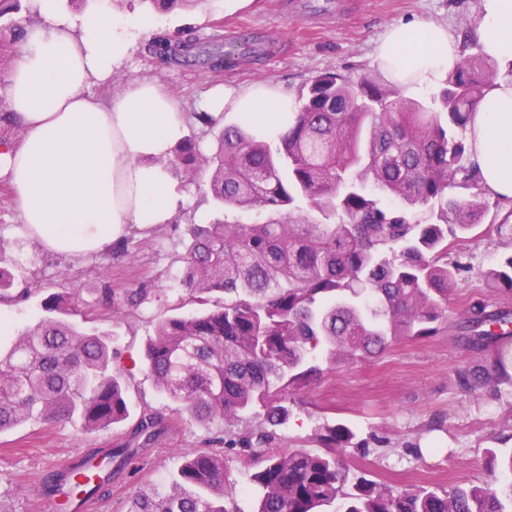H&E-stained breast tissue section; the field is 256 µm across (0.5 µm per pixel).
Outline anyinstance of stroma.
<instances>
[{"label":"stroma","instance_id":"1","mask_svg":"<svg viewBox=\"0 0 512 512\" xmlns=\"http://www.w3.org/2000/svg\"><path fill=\"white\" fill-rule=\"evenodd\" d=\"M336 11L298 12L293 0H202L190 12L149 17L134 0H125L117 15L141 21L133 49L120 73L127 82L157 85L188 114L186 133L200 137L193 113L215 89L273 84L297 98L311 80L325 72L370 76L382 80L374 59L378 41L392 24L409 21L447 26L461 49L475 43L474 27L480 0H335ZM246 24L272 46L263 58H242L235 67L210 70L180 66L150 55L146 47L158 31H186L201 39L234 41ZM207 172L194 180L176 176L177 191L186 203L168 224H133L124 237L129 255L94 253L71 258L37 246L28 236L6 175L0 174V268L27 280L29 300L1 303L0 319L16 331L37 323L43 315L42 298L60 292L62 272H71L84 308L98 305L99 266L109 261L116 290L147 285L151 294L140 306L120 314L103 310L92 321V331L106 335L124 373L128 419L114 428L84 435L71 425H47L30 420L0 433V512H61L43 487L44 477L60 462H74L98 448H120L140 414L158 412L164 419L156 440L138 449L122 465L105 492L95 500L94 512H130L141 494L165 496L185 456L216 447L225 422L197 420L179 411L157 389L142 366L145 345L155 324L172 315L178 300L173 289L182 267L187 228L215 217L207 193ZM512 251V241L476 229L463 249L451 252L465 270L448 296V308L461 313L470 299L485 293L483 275L501 255ZM476 353L460 343L453 331L425 339H399L378 357L345 360L328 366L310 390L291 404L289 422L275 430L278 451L318 449L319 427L346 423L359 438L386 439L387 447L361 454L348 449V464L372 470L391 487L454 484L480 485L487 478L485 451L512 435V386H502L497 397L473 398L456 387L457 369L478 362Z\"/></svg>","mask_w":512,"mask_h":512}]
</instances>
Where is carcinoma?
I'll return each instance as SVG.
<instances>
[{
    "label": "carcinoma",
    "mask_w": 512,
    "mask_h": 512,
    "mask_svg": "<svg viewBox=\"0 0 512 512\" xmlns=\"http://www.w3.org/2000/svg\"><path fill=\"white\" fill-rule=\"evenodd\" d=\"M165 14L199 0H139ZM22 0H0V77L20 53L30 30L12 18ZM148 52L184 65L219 69L233 53L218 41L157 34ZM497 63L482 49L464 54L438 96L417 100L369 76L320 74L298 97L288 132L277 139L241 119L220 124L221 113L196 112L212 136L203 152L192 138L167 160L177 173H209L208 193L218 209L265 210L281 215L263 224H195L186 245L182 291L210 309L160 320L143 363L159 391L199 419L263 417L228 435L247 456V484L230 477L224 451H201L184 461L173 494L142 495L130 512H237L238 496L256 488V512H512V453L490 468L481 486L391 488L343 463L349 448L367 452L346 425L322 428L324 452L275 451L272 426L287 422L289 405L321 376L320 358L377 357L399 338H427L453 329L469 348H494L488 364L456 372L458 389L495 395L512 373L503 344L512 339V308L472 298L461 317L448 315V294L463 267L448 261V236L471 239L489 202L471 159L466 131L479 101L494 87ZM306 205L322 221L292 224ZM427 209L429 220L413 219ZM102 305L135 308L147 288H112L100 270ZM486 287L512 299V252L485 275ZM0 268V301L29 298ZM79 290L41 302L38 323L0 336V432L27 420L73 423L82 434L124 421L128 407L112 345L81 323L96 313L78 304ZM162 423L142 413L132 439L144 448ZM128 452L98 448L48 478L65 482V496L88 497L112 479L101 465Z\"/></svg>",
    "instance_id": "1"
}]
</instances>
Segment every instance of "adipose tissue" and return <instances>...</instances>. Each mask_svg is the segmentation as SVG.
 I'll return each mask as SVG.
<instances>
[{
    "label": "adipose tissue",
    "mask_w": 512,
    "mask_h": 512,
    "mask_svg": "<svg viewBox=\"0 0 512 512\" xmlns=\"http://www.w3.org/2000/svg\"><path fill=\"white\" fill-rule=\"evenodd\" d=\"M59 0H36L45 27L23 45L8 77L11 111L23 130L0 145V172L14 190L28 235L67 256L103 250L131 224H167L183 199L167 159L183 139L184 115L153 84L134 82L105 104L84 93L129 57L126 22L108 9L85 13L72 28ZM475 36L484 52L512 62V0H481ZM460 48L447 27L391 25L375 48L385 77L422 87L451 73ZM211 111L250 119L268 136L288 129V94L272 85L225 90ZM466 136L482 188L512 200V76H501L479 102Z\"/></svg>",
    "instance_id": "1"
}]
</instances>
